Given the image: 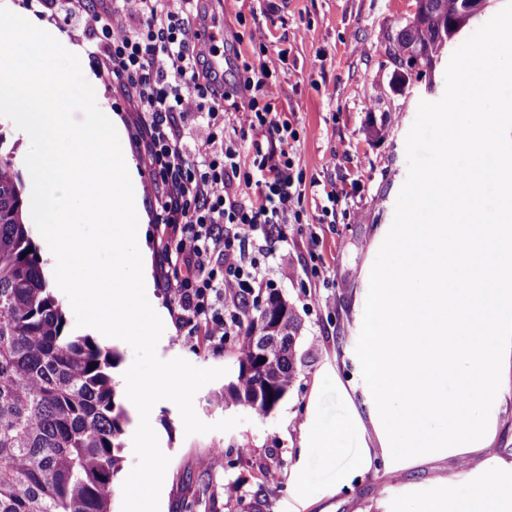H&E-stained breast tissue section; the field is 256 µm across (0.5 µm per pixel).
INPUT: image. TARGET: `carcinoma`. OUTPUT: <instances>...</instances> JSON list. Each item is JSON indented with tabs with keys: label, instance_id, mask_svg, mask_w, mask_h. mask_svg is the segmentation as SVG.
<instances>
[{
	"label": "carcinoma",
	"instance_id": "obj_1",
	"mask_svg": "<svg viewBox=\"0 0 512 512\" xmlns=\"http://www.w3.org/2000/svg\"><path fill=\"white\" fill-rule=\"evenodd\" d=\"M461 2L416 0L392 60L439 62ZM3 145L0 136V512H111L129 423L110 375L120 354L66 328L31 252L22 185ZM301 330L279 293L261 314L244 313L224 406L271 413L296 380Z\"/></svg>",
	"mask_w": 512,
	"mask_h": 512
}]
</instances>
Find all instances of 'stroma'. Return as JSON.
I'll return each instance as SVG.
<instances>
[{
    "instance_id": "stroma-1",
    "label": "stroma",
    "mask_w": 512,
    "mask_h": 512,
    "mask_svg": "<svg viewBox=\"0 0 512 512\" xmlns=\"http://www.w3.org/2000/svg\"><path fill=\"white\" fill-rule=\"evenodd\" d=\"M240 8L234 14L218 0L201 4L225 36L246 34L243 58L276 71L277 106L298 131L293 150L309 183L303 221L287 225V242L273 245L259 233L251 240L249 256L264 285L248 296L247 305L256 311L272 289L290 299L303 324L302 360L292 390L265 417L225 406L224 379L202 387L194 398L198 417L212 426L241 417L229 431L189 435L173 402L153 407L150 422L170 459L160 512H399L416 493L431 494L447 484L466 492L486 465L512 466V371L496 406V434L469 454L465 469L453 455L393 466L390 449L380 447L373 430L349 424L351 411H366L355 353L368 293L364 272L376 259L378 238L394 219L408 176L405 142L418 105L443 96L447 64L437 63L428 80L408 82L385 52L387 32L414 13L416 0H242ZM255 42L265 44L264 54H252ZM94 91L98 107L122 122L124 155L138 161L135 113L116 90L98 83ZM137 172L146 195L142 249L152 281L148 300L166 317L158 356L234 369L235 338L219 344L189 335L170 316L173 304L149 200L152 179L145 166ZM331 189L341 201L326 216L321 209ZM279 262L293 266L296 277L279 280ZM309 419L342 431L347 452L338 469L303 454L300 425ZM365 448L371 464L359 472L352 460ZM229 483L239 486L238 496H225Z\"/></svg>"
}]
</instances>
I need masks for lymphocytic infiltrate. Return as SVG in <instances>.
<instances>
[{
	"instance_id": "lymphocytic-infiltrate-1",
	"label": "lymphocytic infiltrate",
	"mask_w": 512,
	"mask_h": 512,
	"mask_svg": "<svg viewBox=\"0 0 512 512\" xmlns=\"http://www.w3.org/2000/svg\"><path fill=\"white\" fill-rule=\"evenodd\" d=\"M36 2L48 20L66 15L82 25L99 80L137 115L176 323L213 341L235 335L240 303L260 285L246 242L258 230L285 240L286 226L302 221L297 132L276 107V76L244 61L232 80L220 78L209 61L215 42L199 48L189 39L191 23L204 21L200 0H179L176 9L169 0ZM124 9L137 28L112 26L110 11ZM237 100L264 136L249 156L224 133L225 104ZM192 122L206 127L204 146L189 144L184 128Z\"/></svg>"
}]
</instances>
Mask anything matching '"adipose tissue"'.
I'll list each match as a JSON object with an SVG mask.
<instances>
[{
  "label": "adipose tissue",
  "instance_id": "1",
  "mask_svg": "<svg viewBox=\"0 0 512 512\" xmlns=\"http://www.w3.org/2000/svg\"><path fill=\"white\" fill-rule=\"evenodd\" d=\"M400 512H512V483L504 482L498 466H489L466 498L445 492L405 503Z\"/></svg>",
  "mask_w": 512,
  "mask_h": 512
}]
</instances>
